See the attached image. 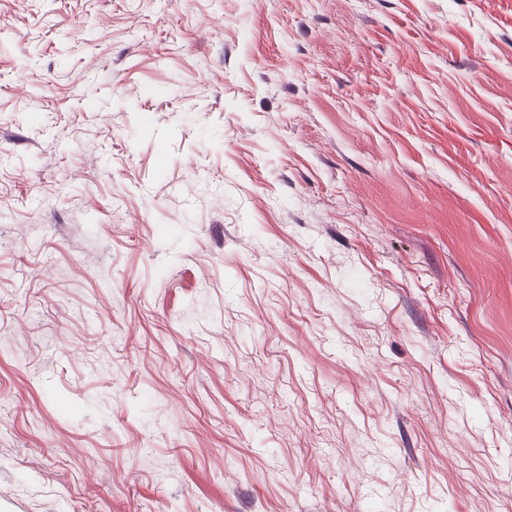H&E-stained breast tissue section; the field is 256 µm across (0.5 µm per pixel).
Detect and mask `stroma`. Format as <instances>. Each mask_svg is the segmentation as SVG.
Listing matches in <instances>:
<instances>
[{
  "instance_id": "35a3bbf8",
  "label": "stroma",
  "mask_w": 512,
  "mask_h": 512,
  "mask_svg": "<svg viewBox=\"0 0 512 512\" xmlns=\"http://www.w3.org/2000/svg\"><path fill=\"white\" fill-rule=\"evenodd\" d=\"M0 512H512V0H0Z\"/></svg>"
}]
</instances>
